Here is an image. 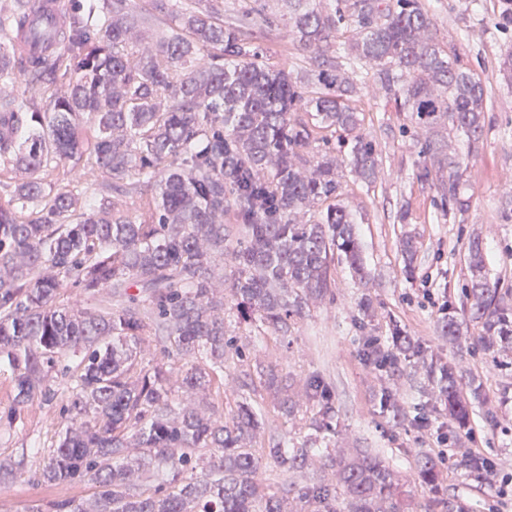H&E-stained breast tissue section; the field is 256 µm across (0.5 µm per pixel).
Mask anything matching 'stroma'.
Segmentation results:
<instances>
[{
	"instance_id": "1",
	"label": "stroma",
	"mask_w": 512,
	"mask_h": 512,
	"mask_svg": "<svg viewBox=\"0 0 512 512\" xmlns=\"http://www.w3.org/2000/svg\"><path fill=\"white\" fill-rule=\"evenodd\" d=\"M277 25L254 21L252 35L271 62L296 71L307 70L302 53L288 36L286 0H264ZM433 16L440 37L456 47L464 64L478 72L491 90L485 114L480 149L468 155L464 136L447 130L429 135L414 129L405 115L392 105L363 91L356 106L362 131L377 142L379 174L374 183H364L344 172L341 203L351 213L369 272L367 285H359L343 263L333 269L334 284L323 299L309 304L292 325L288 336L267 330L261 324L244 330L242 356L224 362V391L247 397L262 416L255 448L280 442L299 445L308 433L309 412L303 395L304 382L320 376L330 394L334 416L329 451L336 457L360 452L380 453L399 474L410 494L411 512H429L428 494L418 476L420 453L448 448H480L495 460L502 476L512 475V351L490 357L480 348L460 350L456 341L438 328L447 309L462 310L467 281V244L479 238L491 277L512 285V210L504 200L512 198V186L502 176L512 171V92H507L499 71L500 56L512 46V25L498 24L501 0H421ZM467 156L463 173L465 191L471 198L466 214L456 213L433 183L414 179L418 163L436 162L439 155ZM408 210L406 223H399L400 210ZM415 235L419 249L412 272H404L400 252L405 234ZM369 293L372 305L361 312L357 303ZM367 319L372 335L384 337L391 325L418 340L439 357L459 360L463 376L483 381L489 404L472 402L469 423L458 431L446 412L440 410L422 361L379 370L360 357L357 323ZM274 368L281 389L299 410L284 415L272 390L253 386L257 369ZM55 396L14 412L10 371L0 367V456L23 461L24 480L0 488V512H30L58 497L87 498V485L51 486L39 481L49 448L62 432L66 380L54 376ZM398 397L404 415L393 418L381 412L384 394ZM427 417L428 428L416 425ZM332 471L315 463L295 476L276 468L263 470L261 479L271 491L288 496L290 512L302 504L289 483L309 485L331 479ZM442 497L453 512H493L494 490L483 487L457 466L443 471Z\"/></svg>"
}]
</instances>
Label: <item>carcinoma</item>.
Returning <instances> with one entry per match:
<instances>
[{"label":"carcinoma","instance_id":"1","mask_svg":"<svg viewBox=\"0 0 512 512\" xmlns=\"http://www.w3.org/2000/svg\"><path fill=\"white\" fill-rule=\"evenodd\" d=\"M130 2L88 0L85 12L64 13L58 47L41 55L12 46L31 23L32 0L0 8V362L16 406L51 400L52 370L70 377L64 432L39 477L95 489L32 512H288L287 498L256 476L270 462L301 471L316 441L259 452L252 405H185L173 387L224 386V356L241 354L224 310L238 325L285 334L309 300L331 291L335 257L366 279L352 220L336 205L342 184L329 138L350 137V166L375 181L377 143L360 132L354 106L363 85L427 132L464 135L471 153L491 95L439 39L421 0H335L328 10L286 0L306 78L269 62L247 26L224 24L217 7L169 20L135 15ZM352 29L354 41L342 40ZM461 167L444 157L437 186L464 214ZM133 196L143 198L140 212L117 208L116 198ZM234 230L231 277L219 287L216 260ZM467 260L477 344L493 355L512 349V288L489 275L479 239ZM70 285L98 309L61 301ZM440 328L464 335L453 311ZM147 336L165 337L163 359L141 357ZM423 354L397 326L384 342L363 337V359L378 368ZM426 372L465 429L470 402L457 365L432 356ZM305 393L317 408L313 430L330 431L322 379L307 380ZM327 462L335 479L300 489L307 512H404L403 484L381 457ZM151 468L165 477L145 489ZM418 473L440 492L436 456L422 454ZM24 474L22 462L0 459V481Z\"/></svg>","mask_w":512,"mask_h":512}]
</instances>
